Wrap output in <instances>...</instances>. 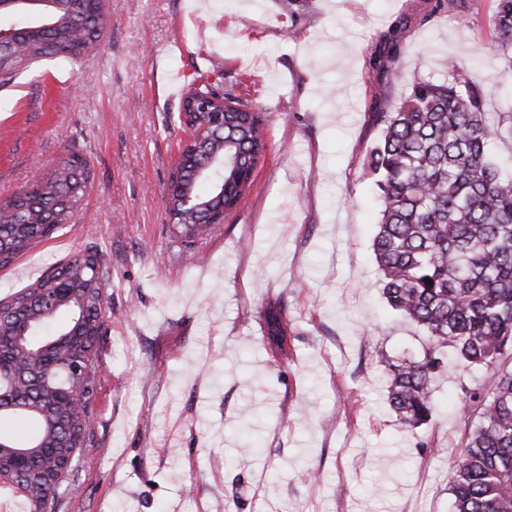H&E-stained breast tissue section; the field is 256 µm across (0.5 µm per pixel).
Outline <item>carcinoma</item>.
Wrapping results in <instances>:
<instances>
[{
	"label": "carcinoma",
	"instance_id": "cac0c4a2",
	"mask_svg": "<svg viewBox=\"0 0 512 512\" xmlns=\"http://www.w3.org/2000/svg\"><path fill=\"white\" fill-rule=\"evenodd\" d=\"M490 24L512 71V0H493ZM102 5L59 0L52 25L15 28L0 56V85L21 66L51 57L76 61L93 44ZM448 82L419 80L406 98H375L382 140L366 160L376 177L380 222L372 250L387 304L419 326V357H381L388 399L403 425L419 427L435 409L433 385L448 369L482 367L486 376L464 394L465 443L448 474L454 512H512V180L489 155L494 129L484 119V89L455 61H441ZM224 125L203 112L201 152L186 150L177 170L180 196L170 202L173 237L190 251L224 224L251 189L241 175L267 149L269 114L245 104ZM92 178L89 162L68 156L4 204L0 268L51 238L78 211ZM110 272L90 246L0 300V419L31 425L27 438L0 432V468H22L28 512H53L74 476L63 475L71 451L94 443L93 402L102 379L99 340L105 334ZM433 281L428 285L427 281ZM264 349L289 360L291 331L280 298L261 312Z\"/></svg>",
	"mask_w": 512,
	"mask_h": 512
}]
</instances>
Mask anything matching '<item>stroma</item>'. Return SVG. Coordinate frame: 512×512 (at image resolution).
Segmentation results:
<instances>
[{"instance_id":"35a3bbf8","label":"stroma","mask_w":512,"mask_h":512,"mask_svg":"<svg viewBox=\"0 0 512 512\" xmlns=\"http://www.w3.org/2000/svg\"><path fill=\"white\" fill-rule=\"evenodd\" d=\"M434 4L310 0L293 22L280 0H105L80 60L0 87V201L74 152L94 173L73 222L0 269V298L89 245L111 271L95 445L56 512H453L461 386L485 372L449 367L419 428L388 406L380 357L426 338L388 306L372 252V97L446 82L443 56L469 65L512 178V74L493 0H471L464 23ZM391 29L398 59L371 66ZM194 79L236 85L271 121L249 195L188 259L167 204ZM269 292L298 334L282 367L255 340Z\"/></svg>"}]
</instances>
